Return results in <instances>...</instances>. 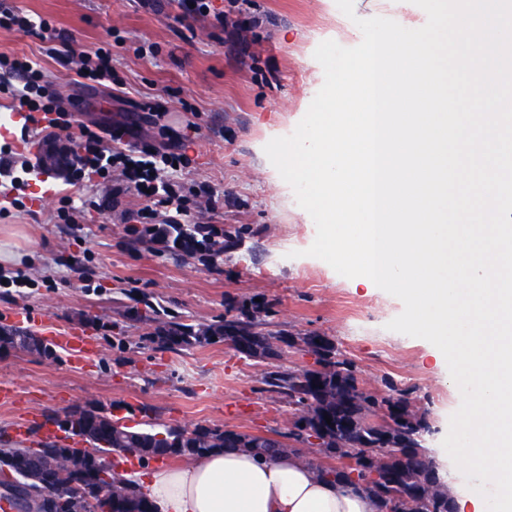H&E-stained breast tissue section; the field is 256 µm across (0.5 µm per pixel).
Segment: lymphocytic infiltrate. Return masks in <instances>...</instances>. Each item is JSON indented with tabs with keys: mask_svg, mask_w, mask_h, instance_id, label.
I'll return each mask as SVG.
<instances>
[{
	"mask_svg": "<svg viewBox=\"0 0 512 512\" xmlns=\"http://www.w3.org/2000/svg\"><path fill=\"white\" fill-rule=\"evenodd\" d=\"M0 90L14 91L21 108L29 113H42L49 127L75 141L76 151L65 154L62 159L70 185L76 186L92 176L116 171L120 178L112 186L114 196L130 191L143 193V206L128 212L126 219L149 231L151 238H162L163 223L177 224L188 216L191 199L206 196L205 187L188 189L161 179L165 169L183 161L193 143L192 136L177 139L170 151L162 153L135 144L125 150H112L111 141L129 135V126L106 129L79 122L75 117V106L64 105L50 94L42 71L23 58L0 55Z\"/></svg>",
	"mask_w": 512,
	"mask_h": 512,
	"instance_id": "obj_1",
	"label": "lymphocytic infiltrate"
}]
</instances>
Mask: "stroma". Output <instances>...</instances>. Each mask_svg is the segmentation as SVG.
<instances>
[{
    "label": "stroma",
    "mask_w": 512,
    "mask_h": 512,
    "mask_svg": "<svg viewBox=\"0 0 512 512\" xmlns=\"http://www.w3.org/2000/svg\"><path fill=\"white\" fill-rule=\"evenodd\" d=\"M248 2L258 26L245 38L211 19L184 17L181 0H159L154 11L139 0H6L69 38L73 60L54 58L51 40L5 28L1 54L36 63L63 102L81 101L82 122L137 119L134 143L162 151L195 125V146L169 179L212 190L213 207L195 212L194 222L224 229L244 224L249 232L217 261L181 256L157 243L133 242L125 213L141 201L129 193L113 206L111 180L74 188L57 169L21 191L0 175V241L25 254L19 268L33 281L20 292L0 287V325L23 310L25 328L47 338L64 332L89 345L79 364L64 353L53 359L0 354V388L13 394L12 402L0 403V437L84 404L134 411L145 405L154 424L287 431L290 408L262 373L309 366L301 348L258 364L221 343L167 350L136 341L150 330L146 313L214 322L228 303L261 297L275 310L272 331L327 334L356 362L363 389L387 395L412 389L426 413L423 445L429 455L441 451L459 390L435 371L421 339L388 330L403 310L400 299L352 287L308 255L315 225L264 153L272 138L294 131L321 88L324 73L314 58L321 42L358 45V17L413 29L427 16L411 0H354L352 19L337 13L334 0ZM105 45L112 48L116 89L88 86L78 75L79 60ZM154 100L165 115L153 124L142 114ZM66 194L82 212L80 223L56 217Z\"/></svg>",
    "instance_id": "obj_1"
}]
</instances>
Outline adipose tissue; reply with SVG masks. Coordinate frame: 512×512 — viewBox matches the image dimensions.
Wrapping results in <instances>:
<instances>
[{
	"mask_svg": "<svg viewBox=\"0 0 512 512\" xmlns=\"http://www.w3.org/2000/svg\"><path fill=\"white\" fill-rule=\"evenodd\" d=\"M136 478L158 512H376L362 486L317 476L300 453L266 459L216 451L182 467H148Z\"/></svg>",
	"mask_w": 512,
	"mask_h": 512,
	"instance_id": "obj_1",
	"label": "adipose tissue"
}]
</instances>
